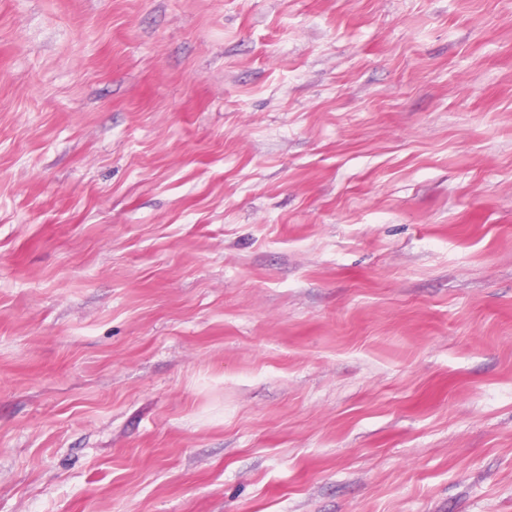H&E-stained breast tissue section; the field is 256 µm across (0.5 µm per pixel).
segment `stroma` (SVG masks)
I'll return each instance as SVG.
<instances>
[{"instance_id":"1","label":"stroma","mask_w":512,"mask_h":512,"mask_svg":"<svg viewBox=\"0 0 512 512\" xmlns=\"http://www.w3.org/2000/svg\"><path fill=\"white\" fill-rule=\"evenodd\" d=\"M0 512H512V0H0Z\"/></svg>"}]
</instances>
